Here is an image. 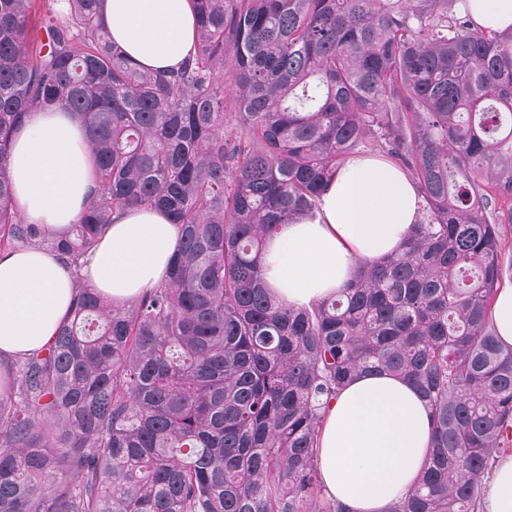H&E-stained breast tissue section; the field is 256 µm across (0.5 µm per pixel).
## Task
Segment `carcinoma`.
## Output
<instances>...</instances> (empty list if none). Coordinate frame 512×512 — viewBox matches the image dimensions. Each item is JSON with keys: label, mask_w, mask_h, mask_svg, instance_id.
Segmentation results:
<instances>
[{"label": "carcinoma", "mask_w": 512, "mask_h": 512, "mask_svg": "<svg viewBox=\"0 0 512 512\" xmlns=\"http://www.w3.org/2000/svg\"><path fill=\"white\" fill-rule=\"evenodd\" d=\"M0 0V254L76 273L46 347L6 363L0 512H345L315 459L323 400L387 370L431 407L417 485L387 512H482L512 450V347L493 303L512 257V27L458 0H194L196 52L144 70L102 0ZM76 113L96 187L58 236L8 176L30 112ZM399 161L424 207L402 247L310 308L265 281L266 237L312 216L342 162ZM131 207L179 234L166 279L121 305L79 275Z\"/></svg>", "instance_id": "1"}]
</instances>
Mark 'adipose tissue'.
Masks as SVG:
<instances>
[{"label": "adipose tissue", "mask_w": 512, "mask_h": 512, "mask_svg": "<svg viewBox=\"0 0 512 512\" xmlns=\"http://www.w3.org/2000/svg\"><path fill=\"white\" fill-rule=\"evenodd\" d=\"M113 41L139 66L172 70L195 52L192 0H103ZM23 219L57 230L74 223L95 188L92 155L76 115L37 111L16 135L10 165ZM416 184L400 168L353 156L339 167L314 216L266 239L265 279L284 304L308 307L344 288L356 260L398 250L421 217ZM178 232L159 208H129L82 268L87 283L122 302L166 275ZM73 276L52 254L0 256V354L23 356L55 335L73 303ZM429 407L406 380L354 377L330 399L315 454L329 499L346 512H387L414 486L430 445ZM483 512H512V455L487 482Z\"/></svg>", "instance_id": "obj_1"}]
</instances>
